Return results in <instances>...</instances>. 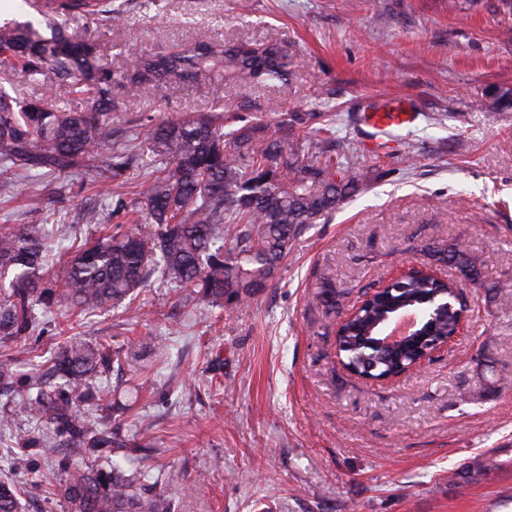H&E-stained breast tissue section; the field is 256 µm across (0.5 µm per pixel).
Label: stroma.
<instances>
[{
	"label": "stroma",
	"instance_id": "obj_1",
	"mask_svg": "<svg viewBox=\"0 0 512 512\" xmlns=\"http://www.w3.org/2000/svg\"><path fill=\"white\" fill-rule=\"evenodd\" d=\"M125 23H71L114 72L183 40H262L276 32L292 60L279 88L199 83L177 94L115 91L114 141L151 121L207 112L276 127L293 112H333L337 154L366 175L360 193L310 226L251 303L228 308L161 276L125 307L82 316L36 309V327L0 341L14 376L0 385V478L25 485L21 512H68L56 486L76 466L117 463L147 475L146 495L171 512H512V8L503 0H117ZM64 112L83 96L45 78L15 79ZM413 98L416 122L368 153L362 104ZM31 199L0 168V228L40 224L69 258L121 231L111 173L40 176ZM102 221L83 220L87 209ZM458 241L480 254L496 297L466 283L468 328L421 369L390 383L350 376L336 360L341 309L409 266H430L422 242ZM78 336L112 365L94 386V416L111 442L74 456L67 433L34 419L19 393L34 365ZM30 439L22 448L20 438ZM489 461L488 479L466 467Z\"/></svg>",
	"mask_w": 512,
	"mask_h": 512
}]
</instances>
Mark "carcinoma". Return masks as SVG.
I'll return each instance as SVG.
<instances>
[{
  "instance_id": "cac0c4a2",
  "label": "carcinoma",
  "mask_w": 512,
  "mask_h": 512,
  "mask_svg": "<svg viewBox=\"0 0 512 512\" xmlns=\"http://www.w3.org/2000/svg\"><path fill=\"white\" fill-rule=\"evenodd\" d=\"M75 20L123 23L110 0H42L36 15L0 22V79L20 76L38 84L52 73L87 93L80 112H62L44 98L20 100L0 85V165L14 174L33 169L64 174L81 162L107 159L120 179L135 159L147 175L135 183L132 200L112 201V216L133 207L129 231L84 244L53 273L47 286L43 230L15 224L0 230V340L29 333L38 307L63 303L74 313L121 306L156 268L184 288H198L215 302L233 307L267 287L282 261L311 224L333 215L360 192L363 171L324 145L305 143L296 130L312 121L331 122L321 112H296L275 129L224 126L213 113L188 114L151 127L130 150L112 146L113 90L145 86L167 95L190 83L275 86L288 81V51L276 34L261 42L226 44L207 38L164 53H144L132 72L116 76L92 45L69 33ZM232 247H225L226 243ZM422 251L457 269L461 277L496 296L500 285L485 280L482 258L458 242H427ZM454 293L450 281L411 275L358 307L336 333V348L354 374L388 378L405 373L424 352L379 348V332L394 310L410 305L426 311L435 339L452 336L457 318L431 305ZM343 292L323 282L319 300L336 311ZM102 353L73 337L52 359L58 383L39 382L23 398L33 416L55 420L69 433L71 450L93 455L109 440L104 428L83 415L91 398L89 380L99 373ZM143 473L118 464L75 471L59 484L68 512H170L162 495L138 492ZM16 485L0 480V512H20Z\"/></svg>"
}]
</instances>
